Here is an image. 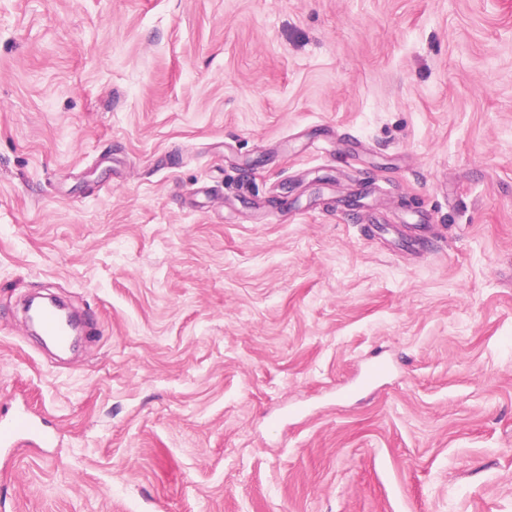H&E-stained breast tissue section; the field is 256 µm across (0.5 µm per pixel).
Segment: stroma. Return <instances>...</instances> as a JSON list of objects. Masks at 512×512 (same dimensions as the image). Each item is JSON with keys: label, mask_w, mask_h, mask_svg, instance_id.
Masks as SVG:
<instances>
[{"label": "stroma", "mask_w": 512, "mask_h": 512, "mask_svg": "<svg viewBox=\"0 0 512 512\" xmlns=\"http://www.w3.org/2000/svg\"><path fill=\"white\" fill-rule=\"evenodd\" d=\"M20 408L0 512H512V0H0ZM39 322L41 333L44 336L54 338L60 344H65L68 341V330L54 309L41 310ZM22 436H37L46 445L52 443V436L28 412H18L9 419L0 420V447L8 449L16 447Z\"/></svg>", "instance_id": "obj_1"}]
</instances>
